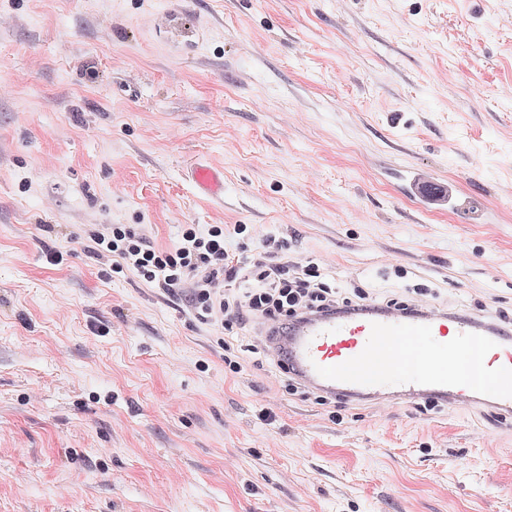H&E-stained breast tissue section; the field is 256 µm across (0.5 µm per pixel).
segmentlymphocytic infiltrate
<instances>
[{"label": "lymphocytic infiltrate", "instance_id": "obj_1", "mask_svg": "<svg viewBox=\"0 0 512 512\" xmlns=\"http://www.w3.org/2000/svg\"><path fill=\"white\" fill-rule=\"evenodd\" d=\"M247 235L244 224H212L203 232L185 224L177 242L163 247L133 225L108 224L89 238L95 256L111 258L112 272H132L166 292L187 288L196 317L225 329L250 317L285 332L305 310L351 312L371 305L364 289L332 286L316 263L289 259L283 242L266 240L247 262L229 254L225 238Z\"/></svg>", "mask_w": 512, "mask_h": 512}]
</instances>
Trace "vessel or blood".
<instances>
[{"instance_id": "vessel-or-blood-1", "label": "vessel or blood", "mask_w": 512, "mask_h": 512, "mask_svg": "<svg viewBox=\"0 0 512 512\" xmlns=\"http://www.w3.org/2000/svg\"><path fill=\"white\" fill-rule=\"evenodd\" d=\"M202 195L224 196V171L192 167ZM410 192L433 204L454 200L463 217L481 216L483 200L463 192L454 180L412 171ZM268 352L281 361L301 386L327 398L374 404L435 401L463 406L488 400L500 413H512V330L475 315L444 312L418 305L412 312L369 309L361 313L308 312L292 331L265 336ZM482 346L491 398L482 386L466 381L461 360L470 343Z\"/></svg>"}]
</instances>
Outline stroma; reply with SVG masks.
I'll list each match as a JSON object with an SVG mask.
<instances>
[{
    "label": "stroma",
    "instance_id": "stroma-1",
    "mask_svg": "<svg viewBox=\"0 0 512 512\" xmlns=\"http://www.w3.org/2000/svg\"><path fill=\"white\" fill-rule=\"evenodd\" d=\"M105 224H248L338 286L512 313V0H0V512H512L498 411L227 373L182 293L105 276ZM191 178L202 195L213 200L224 199V170L204 164L191 168ZM409 191L428 204L446 202L453 198L454 209L464 218L480 217L485 211L483 200L471 193L463 192L454 180H443L432 173L412 171L408 177Z\"/></svg>",
    "mask_w": 512,
    "mask_h": 512
}]
</instances>
